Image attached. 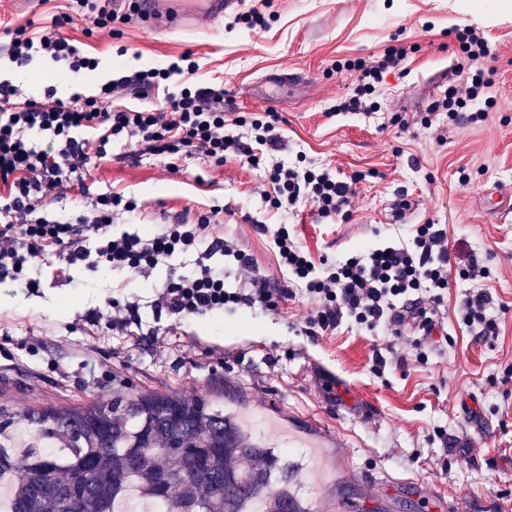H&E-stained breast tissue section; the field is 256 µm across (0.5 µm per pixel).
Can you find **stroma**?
<instances>
[{"instance_id": "1", "label": "stroma", "mask_w": 512, "mask_h": 512, "mask_svg": "<svg viewBox=\"0 0 512 512\" xmlns=\"http://www.w3.org/2000/svg\"><path fill=\"white\" fill-rule=\"evenodd\" d=\"M65 0H0V22L37 32L63 11ZM266 32L219 20L204 32L157 30L136 19L122 38L85 36L75 18L67 37L99 60L95 71L72 73L47 57L11 63L0 39V77L22 97L61 99L96 94L113 73L163 68L184 51L199 65L198 81L224 80V104L245 112H277L286 144L273 156L287 166L306 161L346 180L365 173L352 216L315 223L310 212L267 210L263 169L228 160L208 170L190 160L172 172L132 147L113 146L111 160L92 170L96 193L121 191L146 204L145 219L114 225L141 233L161 213L221 200L216 236L236 239L288 296L278 311L243 308L185 323L178 334L88 335L84 316L109 311L111 299L138 302L143 328L156 326L149 301L155 286L195 263V254L161 264L149 280L129 272L72 267L71 281L38 273L0 281V410L80 406L113 391H161L210 397L253 415L246 431L262 440L280 431L275 451L298 471L292 483L314 512H512V215L490 210V191L512 185V0H272ZM473 26L497 47L494 100L485 121L449 126L446 113L431 127L400 134L393 115L415 116L465 77L448 31ZM417 45L405 69L386 75L369 114L330 115L357 82L336 69L341 59L381 53L392 38ZM127 47L118 55V47ZM291 76L280 80L281 73ZM446 141H438V132ZM407 199L405 223L394 219ZM445 225L460 257L476 255L499 310L497 334L479 339L459 324L458 304L469 282L451 279L437 319L446 331L423 340L418 328L374 335L345 323L311 334L312 304L278 268L272 236L286 226L313 258H336L358 247L407 238L412 224ZM383 349L387 364L373 367ZM92 355L104 370L89 381Z\"/></svg>"}]
</instances>
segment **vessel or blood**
I'll list each match as a JSON object with an SVG mask.
<instances>
[{"mask_svg":"<svg viewBox=\"0 0 512 512\" xmlns=\"http://www.w3.org/2000/svg\"><path fill=\"white\" fill-rule=\"evenodd\" d=\"M237 0H139L144 21L154 27L204 29L223 17Z\"/></svg>","mask_w":512,"mask_h":512,"instance_id":"1","label":"vessel or blood"}]
</instances>
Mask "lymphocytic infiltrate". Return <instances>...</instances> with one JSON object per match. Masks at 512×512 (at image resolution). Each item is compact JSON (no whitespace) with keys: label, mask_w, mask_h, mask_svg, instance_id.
Here are the masks:
<instances>
[{"label":"lymphocytic infiltrate","mask_w":512,"mask_h":512,"mask_svg":"<svg viewBox=\"0 0 512 512\" xmlns=\"http://www.w3.org/2000/svg\"><path fill=\"white\" fill-rule=\"evenodd\" d=\"M67 2L66 12L55 15L39 33H29L24 26L5 27L13 62L23 64L43 56L65 63L75 73L95 70L97 60L65 37L64 27L80 16L89 23L86 35L106 29L117 38L121 26L137 14L135 0L119 9L113 0ZM454 39L471 71L433 103V112L447 113L452 126L484 121L493 101L486 94L491 81L483 64L496 59V46L472 27L455 30ZM411 52L410 46L399 43L372 60L345 61V69L358 77L336 111H375L378 86L387 74L403 71ZM198 69L187 51L167 67L118 73L102 84L99 94L75 95L66 101L50 92L40 100H24L16 85L0 80V279L14 280L44 265L53 278L66 281L71 267L79 263L123 269L147 279L166 259L193 251L195 266L168 280L153 300L156 312L166 313L173 327L227 308L277 310L284 288L261 273L237 243L214 236V225L224 221L223 205L184 208L144 236L113 234V224L132 223L145 210L143 202L122 192L88 195L64 216L52 210L55 199L74 185H85L91 169L108 160L109 146L121 141L159 158L172 171L188 160L220 168L231 157L264 167L261 197L272 210L285 214L307 203L319 219L348 218L361 175L340 180L325 168L267 165L269 154L283 141L278 113L225 111L223 83H195ZM132 91L143 95L156 91L160 98L156 105L139 110L103 104L104 99ZM89 232L98 237L93 251L85 245ZM273 244L279 267L304 283L315 303L306 321L307 332L333 331L345 321L374 333L394 334L408 323L432 332L434 320L420 308L418 296L429 291L433 303H440L454 274L473 283L458 307L462 324L485 338L497 331L492 298L479 286L484 266L473 257L466 266H458L447 231L433 220L415 225L407 245L369 246L333 263L314 261L284 228L276 231ZM218 251L247 273L248 287L225 288L223 270L210 264ZM110 306L107 319L93 312L85 316L92 334L106 330L132 335L139 322L138 305L114 300Z\"/></svg>","instance_id":"obj_1"}]
</instances>
